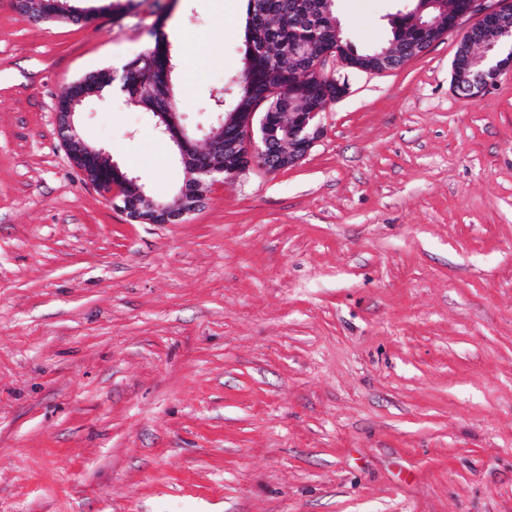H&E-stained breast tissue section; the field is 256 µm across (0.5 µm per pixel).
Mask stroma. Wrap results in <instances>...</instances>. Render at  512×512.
<instances>
[{"instance_id":"1","label":"stroma","mask_w":512,"mask_h":512,"mask_svg":"<svg viewBox=\"0 0 512 512\" xmlns=\"http://www.w3.org/2000/svg\"><path fill=\"white\" fill-rule=\"evenodd\" d=\"M0 0V512H512V69L452 89L461 31L348 71L300 163L140 224L57 132L80 77L154 41L184 126L246 52L224 0ZM404 0H335L388 46ZM80 138L166 201L188 173L152 112L77 108ZM14 10L28 18L50 19V18H76L81 21H88L89 15H76L68 4H61L60 0H12ZM436 40H422L419 42H415L405 48L402 49L399 53H394L396 44L392 43V47L388 49H383V51L374 56V65L375 67H371L368 69H362L364 72H382L389 70L392 66H394L395 62L398 59L402 61H409L418 56L425 53ZM398 65L401 66L402 63L397 61Z\"/></svg>"}]
</instances>
